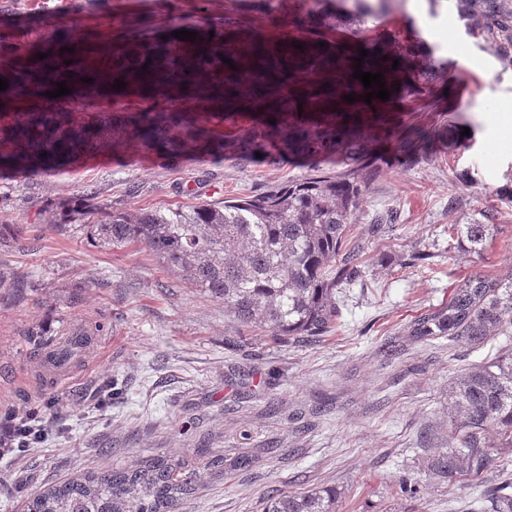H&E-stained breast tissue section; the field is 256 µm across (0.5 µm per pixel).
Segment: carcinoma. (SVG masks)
Listing matches in <instances>:
<instances>
[{"instance_id":"cac0c4a2","label":"carcinoma","mask_w":512,"mask_h":512,"mask_svg":"<svg viewBox=\"0 0 512 512\" xmlns=\"http://www.w3.org/2000/svg\"><path fill=\"white\" fill-rule=\"evenodd\" d=\"M312 25L346 30L353 41L338 47H320V40L304 37L302 49L288 46L277 57L260 41L226 48L224 35L209 36L196 29L199 40L183 41L173 32L150 30L153 39L141 49L147 67L116 66L109 75L92 70L84 60L72 63L80 74L111 89L112 97L147 96L164 92L171 101L208 93L198 108L181 107L161 112H57L46 92L57 83L24 71L27 49L3 48L13 62L0 68L9 87L0 91V166L37 170L73 165L87 149L106 150L134 143L163 155L195 150L222 155L236 144L210 128L211 119L234 120L229 111L241 89L271 96L279 75L298 67L305 55L324 49L331 59L344 61L355 71L359 50L379 61L382 81L391 93L405 98L422 93L427 78L417 54L400 44L378 51L367 43L366 24L386 0H305ZM461 18L471 33L490 40L512 59V0H456ZM168 39L163 40L161 36ZM387 60H382V57ZM232 60L234 67L222 62ZM399 60L392 69L393 60ZM31 82L30 96L47 108L13 113L5 121L3 104L16 99L23 80ZM126 87L113 89L117 81ZM284 103L274 99L248 131L244 144L268 151L276 144L288 151L318 156L339 155L336 170L313 169L308 177L291 181L264 195L224 203L202 202L185 211L173 209L114 211L108 205L79 197L49 212L48 224L66 229L78 224L93 242L112 249L147 244L166 266L181 271L196 288L224 302V311L245 326H261L282 337L321 336L336 322V290L358 273L360 251L348 246L354 211L380 168L381 156L366 152L364 122L348 115L353 104L341 98L326 103L325 123L311 116L288 123ZM490 224H464L457 229L467 251L480 253L490 236ZM30 283L0 271V289L22 295ZM512 328V275L470 277L454 290L448 304L418 316L408 335L463 337L482 344L492 336H505ZM448 422L452 447L435 456L432 473L440 478L479 477L500 448L512 449V351L471 367L448 390ZM512 482L484 490L483 512H512ZM194 493L193 479L184 463L171 456H156L133 468L88 470L81 476L52 484L26 498L24 512H176ZM336 489L324 487L288 491L266 500L264 512H336Z\"/></svg>"}]
</instances>
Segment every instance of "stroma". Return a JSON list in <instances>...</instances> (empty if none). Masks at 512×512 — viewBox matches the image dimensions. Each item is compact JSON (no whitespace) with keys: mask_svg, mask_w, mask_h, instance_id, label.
I'll use <instances>...</instances> for the list:
<instances>
[{"mask_svg":"<svg viewBox=\"0 0 512 512\" xmlns=\"http://www.w3.org/2000/svg\"><path fill=\"white\" fill-rule=\"evenodd\" d=\"M437 31L422 37L416 16ZM147 24L211 28L229 42L293 38L306 24L301 0L274 17L263 0H0V38L56 40L85 54L93 35L115 37ZM372 42L425 48L433 75L420 98L391 104L368 122L366 148L387 164L364 192L349 231L361 273L336 295L333 330L283 339L247 327L223 302L192 286L145 245L105 250L83 229L46 224L45 201L91 196L116 211L188 208L257 196L331 172L333 155L238 147L221 157H170L125 146L76 165L26 173L0 170V225L19 226L0 249V269L29 277L33 295L0 298V414L45 413L42 442L0 459V512H22L27 495L90 469L128 468L173 455L196 474L182 512H262L279 490L335 487L337 512H463L480 485L512 478V452L481 479L445 482L429 470L448 448V389L511 336L474 346L461 338L416 339L406 326L446 304L466 276L512 272V126L484 129L512 113V63L470 35L455 0H391L370 19ZM484 58L492 82L457 73L448 49ZM308 94L290 113L316 112L351 81L341 64L317 58L300 72ZM480 126L462 138L468 123ZM490 224L483 254L458 248L449 229ZM46 297L50 306H38ZM104 325L64 380L23 340L40 326L51 337ZM249 466H238L241 457ZM223 459V470L212 462Z\"/></svg>","mask_w":512,"mask_h":512,"instance_id":"stroma-1","label":"stroma"}]
</instances>
